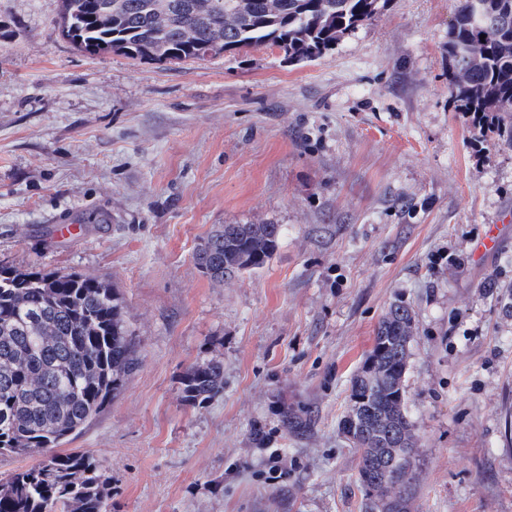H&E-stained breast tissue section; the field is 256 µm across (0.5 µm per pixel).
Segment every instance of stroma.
<instances>
[{
    "instance_id": "1",
    "label": "stroma",
    "mask_w": 512,
    "mask_h": 512,
    "mask_svg": "<svg viewBox=\"0 0 512 512\" xmlns=\"http://www.w3.org/2000/svg\"><path fill=\"white\" fill-rule=\"evenodd\" d=\"M456 6L389 0L298 65L265 46L175 65L86 55L61 0H0V266L107 282L139 358L62 445L111 475L112 512H364L340 422L395 303L412 512H512V148L450 99ZM248 222L279 224L278 249L214 284L194 251ZM213 356L223 394L187 405ZM224 391V361L212 357L193 364L183 378L184 401L200 405Z\"/></svg>"
}]
</instances>
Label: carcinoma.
I'll return each instance as SVG.
<instances>
[{
    "mask_svg": "<svg viewBox=\"0 0 512 512\" xmlns=\"http://www.w3.org/2000/svg\"><path fill=\"white\" fill-rule=\"evenodd\" d=\"M62 0L61 32L82 52L112 50L164 63L203 61L255 46H275L289 62L312 61L372 21L387 0H167L171 24L155 23L159 0ZM448 85L460 111L512 147V0H459L448 30ZM281 225L225 224L194 260L213 282L263 268ZM414 320L393 304L380 320L367 361L351 379L349 418L362 427L354 449L367 473L365 512H411L418 473L415 425L405 377ZM124 305L108 283L79 272L0 266V454L41 455L0 478V512H112L111 478L88 452L58 447L79 432L137 364ZM224 391V361L193 364L184 401L200 405Z\"/></svg>",
    "mask_w": 512,
    "mask_h": 512,
    "instance_id": "cac0c4a2",
    "label": "carcinoma"
}]
</instances>
